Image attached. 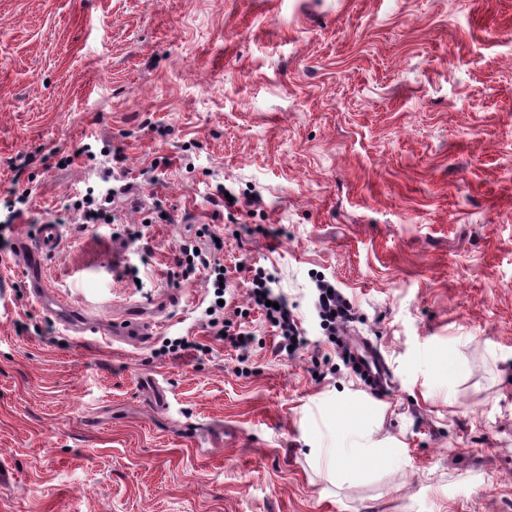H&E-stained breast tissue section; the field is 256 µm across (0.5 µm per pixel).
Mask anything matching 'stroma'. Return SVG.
<instances>
[{
  "instance_id": "1",
  "label": "stroma",
  "mask_w": 512,
  "mask_h": 512,
  "mask_svg": "<svg viewBox=\"0 0 512 512\" xmlns=\"http://www.w3.org/2000/svg\"><path fill=\"white\" fill-rule=\"evenodd\" d=\"M113 167L117 223L76 231ZM24 189L12 249L63 218L45 278L102 332L0 264V512H512V0H0V200ZM204 225L225 318L264 269L294 357L256 309L248 370L209 336L206 277L173 274ZM319 276L385 399L324 341ZM154 300L152 335L111 338ZM186 335L209 352L154 358ZM350 429L394 454L329 476L311 451Z\"/></svg>"
}]
</instances>
